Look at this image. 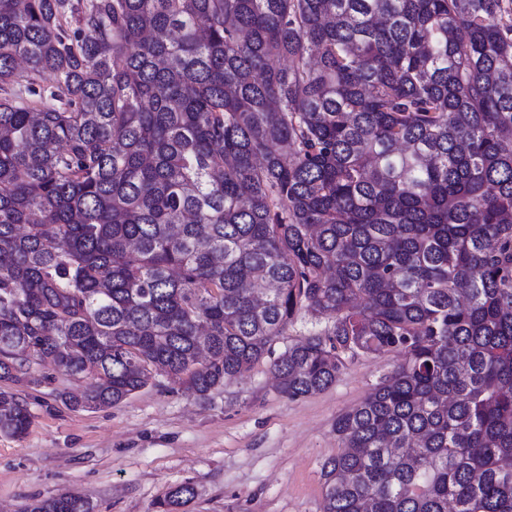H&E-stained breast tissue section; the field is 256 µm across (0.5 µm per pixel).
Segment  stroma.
<instances>
[{
  "instance_id": "stroma-1",
  "label": "stroma",
  "mask_w": 512,
  "mask_h": 512,
  "mask_svg": "<svg viewBox=\"0 0 512 512\" xmlns=\"http://www.w3.org/2000/svg\"><path fill=\"white\" fill-rule=\"evenodd\" d=\"M326 326L298 315L270 358L207 399L160 376L117 406L74 410L60 394L84 380L33 365V383L12 387L28 404V432L0 434V512L64 491L88 498L96 512H156L158 498L186 481L198 489L188 512H322L323 467L339 449L337 416L400 361L393 353L358 356L327 389L282 396L271 357Z\"/></svg>"
}]
</instances>
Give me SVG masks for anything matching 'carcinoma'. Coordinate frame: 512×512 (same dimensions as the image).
Instances as JSON below:
<instances>
[{
  "label": "carcinoma",
  "mask_w": 512,
  "mask_h": 512,
  "mask_svg": "<svg viewBox=\"0 0 512 512\" xmlns=\"http://www.w3.org/2000/svg\"><path fill=\"white\" fill-rule=\"evenodd\" d=\"M302 312L291 400L401 357L323 512H512V0H0V381L206 399Z\"/></svg>",
  "instance_id": "carcinoma-1"
}]
</instances>
